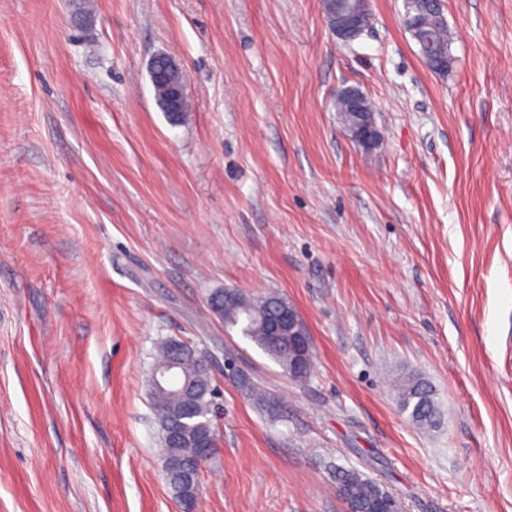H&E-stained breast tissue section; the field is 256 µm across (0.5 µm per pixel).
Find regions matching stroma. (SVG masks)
Wrapping results in <instances>:
<instances>
[{"label":"stroma","mask_w":512,"mask_h":512,"mask_svg":"<svg viewBox=\"0 0 512 512\" xmlns=\"http://www.w3.org/2000/svg\"><path fill=\"white\" fill-rule=\"evenodd\" d=\"M442 4L437 73L403 0L349 45L324 0H0V512H180L148 389L165 337L220 391L202 512H347L339 467L402 512H512V0ZM350 87L373 148L334 109ZM221 288L297 309L305 383L225 330ZM405 372L438 428L402 413ZM159 56H165L167 58L168 64L173 72V74H177L180 76V81L176 83L175 87L172 81V78L166 73L164 64L162 62H158L155 68V74L150 72L151 82L154 88L155 98L157 104L162 112L166 113L168 120L171 123H174L171 119L170 112L175 113L178 112L179 109V100L184 95V86L182 81V74L180 71L179 65L176 61L167 55H157L155 56L150 63V69L152 67L153 61L155 58ZM174 87V94L171 98ZM171 98V102L169 104ZM169 104L168 112L167 107ZM239 393L257 406L270 419H277L281 411L279 399L262 390L244 371L237 370L229 378ZM397 395L404 412L413 424L435 428L441 420V408L435 390L419 375L407 374L398 379Z\"/></svg>","instance_id":"35a3bbf8"}]
</instances>
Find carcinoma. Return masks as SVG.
Returning <instances> with one entry per match:
<instances>
[{
  "mask_svg": "<svg viewBox=\"0 0 512 512\" xmlns=\"http://www.w3.org/2000/svg\"><path fill=\"white\" fill-rule=\"evenodd\" d=\"M403 6L410 18H420L425 24L411 32L420 54H425L431 46L440 50L439 65L435 70H446L452 57L448 26L442 13L435 10L433 0H403ZM151 82L159 108L167 111L174 84L163 63H157ZM336 112L347 128L359 120L356 113L349 111V96L345 90L336 94ZM209 306L226 329H240L242 336L276 362L289 379L298 381L294 370L297 357L288 340L275 342L265 331L267 320L279 317L291 307L285 298L270 293L252 295L238 289H220L211 295ZM178 350L181 351V373L187 390L175 393L150 390L162 448V472L176 495L183 489L186 478L181 470L169 467L170 460L178 457L191 467L196 462L197 448L217 440L213 419L216 391L211 377L200 369L196 351L184 342L166 339L158 347L154 366H164ZM230 380L239 393L268 418L275 420L279 417V399L262 390L244 371H236ZM397 395L413 424L435 428L440 423L442 413L435 390L421 376L407 374L399 378ZM334 478L336 492L346 503L348 512H380L386 492L377 483L355 468L339 467L335 469Z\"/></svg>",
  "mask_w": 512,
  "mask_h": 512,
  "instance_id": "carcinoma-1",
  "label": "carcinoma"
}]
</instances>
